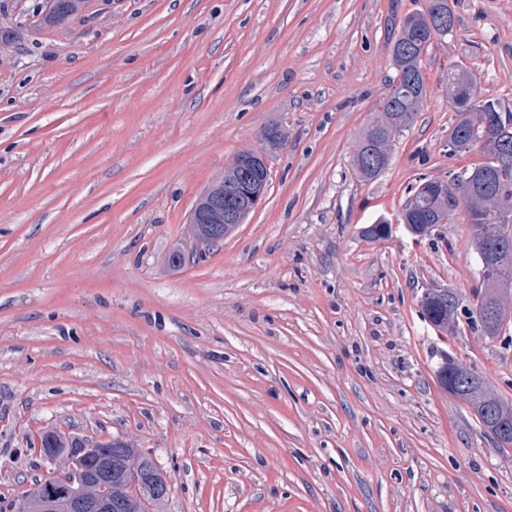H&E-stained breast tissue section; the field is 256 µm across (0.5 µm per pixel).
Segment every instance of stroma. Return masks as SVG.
<instances>
[{"label":"stroma","instance_id":"1","mask_svg":"<svg viewBox=\"0 0 512 512\" xmlns=\"http://www.w3.org/2000/svg\"><path fill=\"white\" fill-rule=\"evenodd\" d=\"M44 2L0 0V512L45 474L48 427L148 453L161 512H512V447L436 375L448 350L512 403V312L444 338L419 306L430 283L473 304L471 226L361 233L481 161L448 153V67L512 110V0H449L370 182L353 146L427 0H87L56 26ZM245 151L268 156L265 198L170 269Z\"/></svg>","mask_w":512,"mask_h":512}]
</instances>
